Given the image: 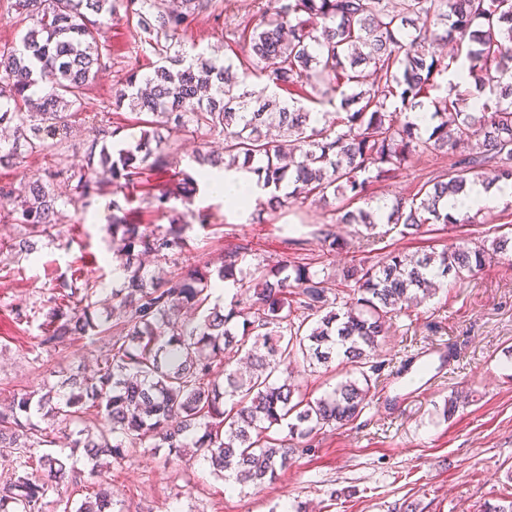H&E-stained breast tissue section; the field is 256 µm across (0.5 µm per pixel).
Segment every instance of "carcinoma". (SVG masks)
<instances>
[{
  "instance_id": "carcinoma-1",
  "label": "carcinoma",
  "mask_w": 512,
  "mask_h": 512,
  "mask_svg": "<svg viewBox=\"0 0 512 512\" xmlns=\"http://www.w3.org/2000/svg\"><path fill=\"white\" fill-rule=\"evenodd\" d=\"M118 0H16L26 24L21 44L0 47V126L14 143L0 162L57 150L71 134L90 84L111 51L96 38ZM126 0L137 17L140 42L159 57L149 76L126 73L113 105L145 116L138 139L117 150L93 136L85 164L64 161L49 179L0 186L1 224L25 233L0 240V271L55 240L58 202L89 201L110 182L123 191L112 200V246L124 283L104 297L89 282L65 281L41 302L39 345L55 349L82 336L104 341L97 371L70 373L60 386L0 406V457L12 461L0 475V512H112V483L98 468L107 459H135L146 450H189L219 477L241 486L272 482L287 471L296 441L326 427L355 422L369 405L374 361L393 320L439 291L464 280L506 250L509 238L471 246L465 237L440 253L407 257L388 252L372 264L342 270L343 295L307 263L242 266L241 252L224 254L215 270L187 264L151 273L141 257L175 261L189 247L185 213L206 174L179 168L160 129H202L224 135L227 167L251 171L271 189L268 205L286 198L339 202V223L374 229L390 224L414 235L431 224L475 223L448 215V196L477 184L512 180V0H269L259 21L228 40L244 44L240 56L204 58L176 48L186 21L212 0ZM440 42L458 53L439 55ZM452 72L456 80L441 86ZM274 87L289 99L268 93ZM320 119L301 100L333 105ZM429 105L433 126L421 130L412 112ZM456 156L448 172L397 198L386 215L372 206L368 188L391 180L409 160ZM149 171L169 172V187L144 201L172 214L165 231L132 223L122 214ZM236 292L229 309L210 305L215 282ZM197 320L182 318V311ZM246 350L251 371L224 366L227 350ZM340 357L351 377L318 397L294 378L300 362L329 366ZM65 426L69 445L91 464L93 487L82 484L77 462L58 452L53 432L33 417ZM86 494L74 499V493Z\"/></svg>"
}]
</instances>
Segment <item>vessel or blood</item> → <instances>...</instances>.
Instances as JSON below:
<instances>
[{"instance_id":"vessel-or-blood-1","label":"vessel or blood","mask_w":512,"mask_h":512,"mask_svg":"<svg viewBox=\"0 0 512 512\" xmlns=\"http://www.w3.org/2000/svg\"><path fill=\"white\" fill-rule=\"evenodd\" d=\"M452 362L444 345L424 348L405 358L391 379L395 401L403 403L428 393L447 376Z\"/></svg>"}]
</instances>
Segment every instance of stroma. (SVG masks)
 Segmentation results:
<instances>
[{
	"label": "stroma",
	"instance_id": "35a3bbf8",
	"mask_svg": "<svg viewBox=\"0 0 512 512\" xmlns=\"http://www.w3.org/2000/svg\"><path fill=\"white\" fill-rule=\"evenodd\" d=\"M268 0H221L191 16L178 40L188 53L224 54V36L254 21ZM100 38L111 49L89 87L79 123L64 145L67 161L81 166L96 129L120 123L139 135L135 114L114 109L115 89L131 70L152 72L156 55L142 47L136 19L118 4ZM453 156L410 159L394 179L372 184L375 201L410 197L432 173L444 172ZM111 193L90 204L60 209L61 240L42 241L38 252L20 260L18 272L0 276V401L39 392L60 372L92 364L100 343L84 337L47 351L39 346L32 314L55 284L77 276L104 292L121 287L114 276L107 233ZM192 211L206 212L207 225L189 221L190 264L216 268L221 255L247 252L246 262L288 259L310 263L330 275L363 262L375 263L382 250L406 255L438 252L456 242V233L435 224L427 232L387 234L370 245L361 225L342 224L332 208L298 199L274 210L241 213L224 206L211 188L200 186ZM343 239L342 249L325 252V234ZM25 310L30 322L16 318ZM447 344L458 362L448 380L405 406H391L388 378H381L361 417L340 429L326 428L305 440L290 469L273 482L240 488L211 471L208 463L167 452L145 454L135 463H113L112 488L119 512H387L413 505L416 512H482L485 503L512 497V251L487 263L474 277L449 284L435 297L394 321L382 345L383 359L400 361L423 346ZM468 402L449 420L442 407L451 391Z\"/></svg>",
	"mask_w": 512,
	"mask_h": 512
}]
</instances>
